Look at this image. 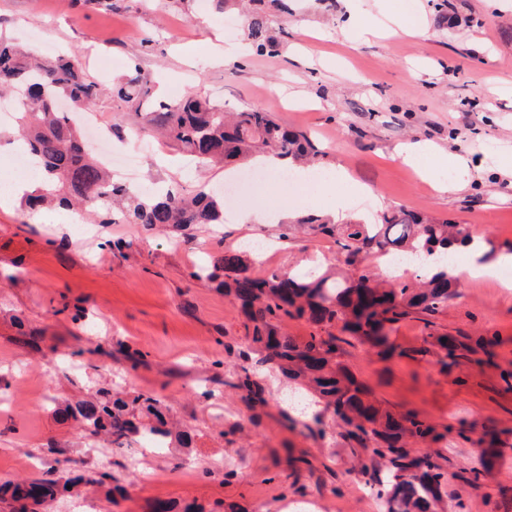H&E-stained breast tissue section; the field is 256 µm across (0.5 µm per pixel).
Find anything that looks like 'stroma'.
<instances>
[{"label":"stroma","mask_w":512,"mask_h":512,"mask_svg":"<svg viewBox=\"0 0 512 512\" xmlns=\"http://www.w3.org/2000/svg\"><path fill=\"white\" fill-rule=\"evenodd\" d=\"M112 9L81 0H0V35L36 54L45 44L70 50L103 84L139 66L155 97L209 96L228 111L262 108L280 123L317 139L320 166L343 171L334 193L314 187L306 203L281 174L262 195L225 198L224 224L179 232L138 224H48L13 205L0 209V480L41 477L49 468L71 478L107 465L110 479L52 502L46 512H153L159 503H194L205 512H381L350 468V443L333 425L324 434L291 426L288 382L257 378L265 402L224 387L247 346L248 322L238 304L206 279L234 242L247 234L270 244L261 275L308 272L336 264L333 239L293 233L277 224H234L245 210L288 206L326 212L333 194L354 184L368 196L348 212L375 221L390 207L428 211L492 241L512 244V173L499 152L512 147V95L485 88L512 83V10L491 0H413L409 12L424 35L398 31L352 36L343 0H255L268 18L273 51L256 52L245 35L248 13L227 0H113ZM429 142L466 159L470 177L442 194L396 157L402 144ZM142 183L223 186V166L196 170L162 148L140 160ZM439 332L489 334L494 363L445 369L421 354L424 324L395 325L404 357L379 360L364 346L345 347L342 363L375 397L435 424L457 417L474 438L456 436L417 453L446 457L453 477L447 512H512V390L500 378L512 365V288L470 281L435 315ZM233 350L223 367L221 346ZM140 351L134 365L125 349ZM132 396L151 391L170 419L191 436L157 450L130 445L113 453L105 438H88L66 406L92 402L98 390ZM494 432L496 449L475 446ZM485 467L481 484L468 483Z\"/></svg>","instance_id":"35a3bbf8"}]
</instances>
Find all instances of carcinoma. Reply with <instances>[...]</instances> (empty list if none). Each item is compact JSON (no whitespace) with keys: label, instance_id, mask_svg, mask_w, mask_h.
Returning a JSON list of instances; mask_svg holds the SVG:
<instances>
[{"label":"carcinoma","instance_id":"obj_1","mask_svg":"<svg viewBox=\"0 0 512 512\" xmlns=\"http://www.w3.org/2000/svg\"><path fill=\"white\" fill-rule=\"evenodd\" d=\"M265 27L266 17L254 14L248 38L258 50L265 47ZM151 90V78L136 66L113 88L111 98L137 112L148 106L141 112L144 127L200 167L269 154L296 164L326 156L306 134L282 126L271 112H226L197 93L171 103L153 102ZM6 91L15 92L20 137L38 161V174L47 179L46 187L24 197L25 206L32 210L54 205L84 209L99 216L100 223L114 224L112 206L120 201L122 220L147 230L165 226L181 231L224 223L222 190L202 187L187 196L168 189L144 195L112 180L111 172L87 149L73 115L57 109V100L66 97L74 111H89L103 94L99 82L82 71L76 58L60 56L40 62L1 37L0 93ZM305 228L334 240L346 267L344 277L310 272L287 278L275 270L256 276L233 252L224 253L209 277L218 281L224 295L239 301L252 324L248 344L257 362L277 368L300 389L324 401L344 438L363 448L373 445L372 458L379 459L385 476L372 475L363 461L358 474L365 477L386 512H433L451 473L427 454L412 455L408 442H439L452 432L463 437L471 425L459 418L439 427L412 411L384 407L338 358L341 344L351 338L380 360L405 355L390 333L400 321L417 318L427 330L419 352L436 354L443 367L450 369L463 358L477 364L493 362L492 337H446L434 329L431 320L459 295L456 279L448 270V259L453 257L448 247L464 242L469 233L462 224L401 207L383 211L376 224L359 219L335 224L319 216H301L289 225V232ZM390 254L416 261L427 255L439 271L413 281L387 282L365 272L368 259ZM242 278L253 284L251 292L238 288ZM288 319L304 320L314 332L302 337L280 334V325ZM224 385L242 391L251 401H264L250 364L240 365ZM138 409L153 415L156 424L138 427L132 420ZM75 417L88 436L106 435L117 448L140 433L162 445L172 437L160 400L150 392H139L127 402L101 390L97 402L79 407ZM109 478L106 471L87 469L73 482H60L52 470L30 482L5 480L0 483V503L7 504L9 512H37L75 482L100 486Z\"/></svg>","mask_w":512,"mask_h":512}]
</instances>
